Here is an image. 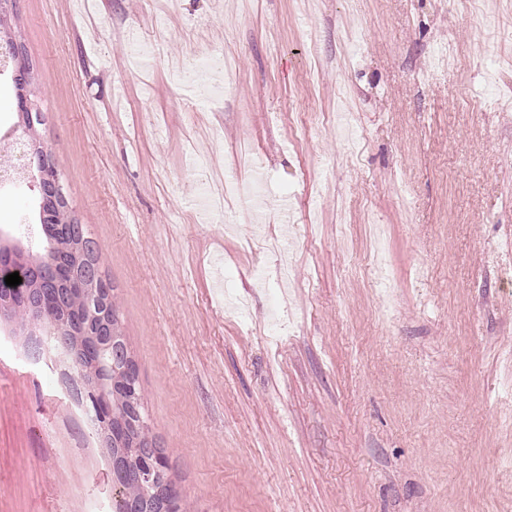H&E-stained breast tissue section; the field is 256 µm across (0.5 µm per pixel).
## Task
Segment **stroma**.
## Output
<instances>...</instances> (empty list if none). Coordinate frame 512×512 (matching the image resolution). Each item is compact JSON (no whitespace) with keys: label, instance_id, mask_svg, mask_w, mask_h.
<instances>
[{"label":"stroma","instance_id":"obj_1","mask_svg":"<svg viewBox=\"0 0 512 512\" xmlns=\"http://www.w3.org/2000/svg\"><path fill=\"white\" fill-rule=\"evenodd\" d=\"M166 22L141 57L130 45ZM512 0H19L27 88L187 512H512ZM231 55L228 93L173 61ZM311 81H304L307 68ZM337 125L296 137V113ZM268 188L202 217L188 142ZM36 190L0 196V244ZM381 225L390 281L367 264ZM276 318L277 338L267 334ZM46 321L0 318V512H112Z\"/></svg>","mask_w":512,"mask_h":512}]
</instances>
